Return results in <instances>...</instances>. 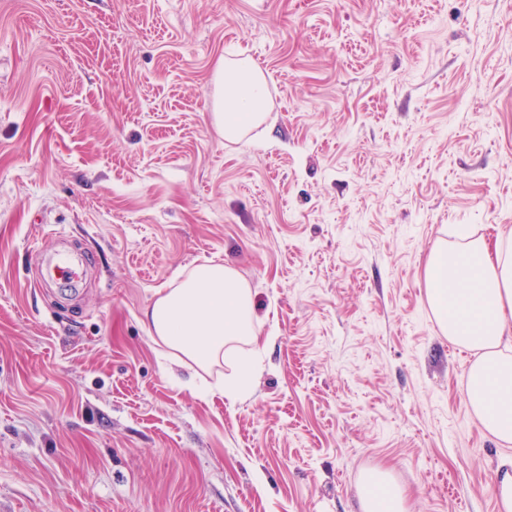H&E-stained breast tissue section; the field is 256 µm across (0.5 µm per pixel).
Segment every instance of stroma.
I'll use <instances>...</instances> for the list:
<instances>
[{"mask_svg": "<svg viewBox=\"0 0 512 512\" xmlns=\"http://www.w3.org/2000/svg\"><path fill=\"white\" fill-rule=\"evenodd\" d=\"M251 59L266 123H213ZM512 228V0H0V512H501L425 265ZM81 252L83 286L40 259ZM269 341L238 402L147 335L206 262ZM362 512H407L403 490L392 480L390 469L376 468L364 474L358 487Z\"/></svg>", "mask_w": 512, "mask_h": 512, "instance_id": "35a3bbf8", "label": "stroma"}]
</instances>
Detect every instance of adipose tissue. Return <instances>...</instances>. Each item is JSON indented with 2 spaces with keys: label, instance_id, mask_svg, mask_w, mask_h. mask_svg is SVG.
I'll use <instances>...</instances> for the list:
<instances>
[{
  "label": "adipose tissue",
  "instance_id": "1",
  "mask_svg": "<svg viewBox=\"0 0 512 512\" xmlns=\"http://www.w3.org/2000/svg\"><path fill=\"white\" fill-rule=\"evenodd\" d=\"M224 110L216 121L225 140L238 141L261 126L266 81L248 62L219 70ZM460 244L435 246L425 268L427 302L442 333L476 354L466 374L467 405L481 427L512 443V230L495 241L454 227ZM151 339L172 363L208 370L231 359L224 394L240 397L257 368L261 322L253 292L228 264L195 267L185 279L157 289L144 312ZM361 512H406L403 490L389 469L364 474L358 487Z\"/></svg>",
  "mask_w": 512,
  "mask_h": 512
}]
</instances>
